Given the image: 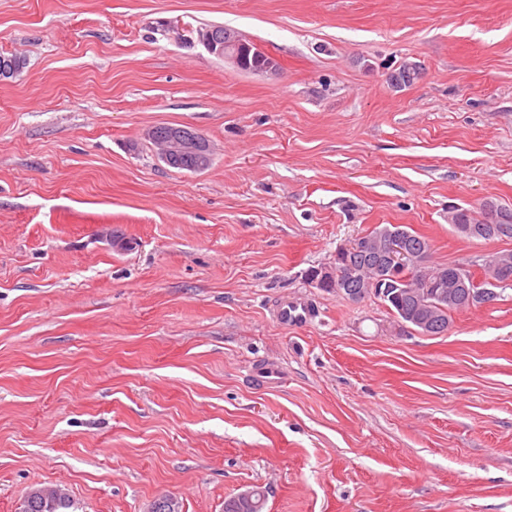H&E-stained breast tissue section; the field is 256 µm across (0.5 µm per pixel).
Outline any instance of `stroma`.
I'll return each instance as SVG.
<instances>
[{
  "label": "stroma",
  "instance_id": "stroma-1",
  "mask_svg": "<svg viewBox=\"0 0 512 512\" xmlns=\"http://www.w3.org/2000/svg\"><path fill=\"white\" fill-rule=\"evenodd\" d=\"M1 52L27 65L0 81V512L43 486L76 512L256 486L265 512H512V296L407 335L306 277L378 224L435 262L499 250L448 210L512 208V0H0ZM163 123L211 167L160 161ZM224 25H204L196 28H182V37L186 44L192 41L186 35L195 36L198 34H206L215 28H219L218 32L222 37L213 35L214 32H209L206 35H201L197 38V43L200 44L209 54L214 55L224 60L230 59L233 64L240 70L255 73L276 74L278 66L274 58L268 54L258 57L256 52H252L251 43L241 38L236 32H233ZM186 35H185V34ZM154 127L159 130L172 129L167 133L160 132L156 129L151 130V139L161 145L159 146L162 148L160 149L159 158L163 162H169L171 153L192 151L196 154L199 161L195 166L196 171L200 172L205 170L209 163L210 156V165L212 164V154L210 156L208 155L207 141L204 140V137L200 133L189 127L174 128L178 127L177 125L160 124ZM195 164V158L192 156L180 155L173 157L168 167L181 171L195 172V170H192ZM315 314L311 304L301 299L282 300L277 308L278 319L282 324H306Z\"/></svg>",
  "mask_w": 512,
  "mask_h": 512
}]
</instances>
